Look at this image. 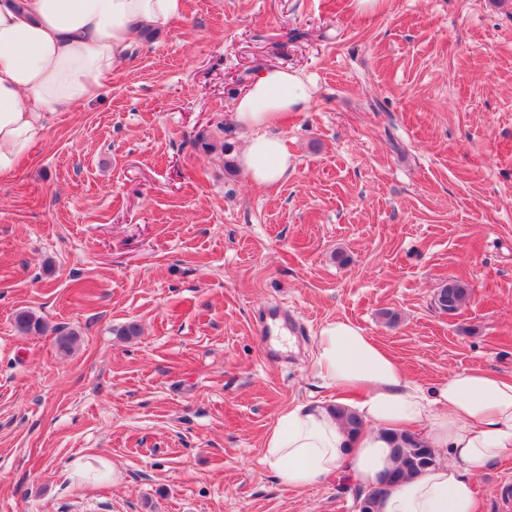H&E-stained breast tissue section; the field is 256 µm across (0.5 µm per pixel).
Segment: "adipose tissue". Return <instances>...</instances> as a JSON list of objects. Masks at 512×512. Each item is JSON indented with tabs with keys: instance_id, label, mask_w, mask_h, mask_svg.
I'll return each mask as SVG.
<instances>
[{
	"instance_id": "obj_1",
	"label": "adipose tissue",
	"mask_w": 512,
	"mask_h": 512,
	"mask_svg": "<svg viewBox=\"0 0 512 512\" xmlns=\"http://www.w3.org/2000/svg\"><path fill=\"white\" fill-rule=\"evenodd\" d=\"M181 7L182 0H0V177L42 138L50 114L94 100L142 30ZM312 99L300 73L271 67L235 100L233 120L245 136L237 164L253 186L287 178L291 154L276 127ZM313 366L331 397L289 404L264 439L263 461L281 483L299 489L343 472L370 486L393 466L386 433L420 426L422 442L447 459L399 482L380 512H477L476 472L512 454V377L453 371L423 389L344 319L320 328ZM339 405L363 421L359 435H349Z\"/></svg>"
}]
</instances>
